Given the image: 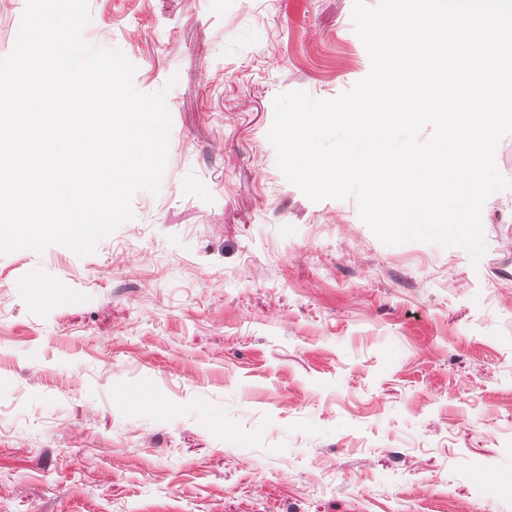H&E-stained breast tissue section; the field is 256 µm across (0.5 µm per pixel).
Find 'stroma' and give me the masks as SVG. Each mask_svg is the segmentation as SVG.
Returning a JSON list of instances; mask_svg holds the SVG:
<instances>
[{
    "instance_id": "stroma-1",
    "label": "stroma",
    "mask_w": 512,
    "mask_h": 512,
    "mask_svg": "<svg viewBox=\"0 0 512 512\" xmlns=\"http://www.w3.org/2000/svg\"><path fill=\"white\" fill-rule=\"evenodd\" d=\"M354 0H89L172 124L81 257L0 254V512H512V189L486 252L309 199L277 95L371 67Z\"/></svg>"
}]
</instances>
